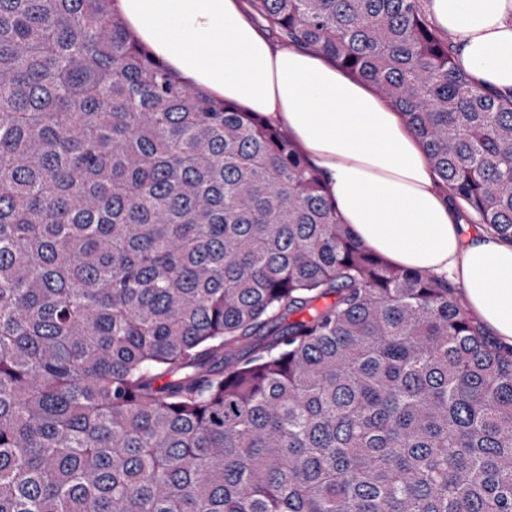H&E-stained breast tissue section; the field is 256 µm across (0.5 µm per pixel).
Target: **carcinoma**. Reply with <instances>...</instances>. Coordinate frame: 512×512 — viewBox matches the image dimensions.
I'll return each mask as SVG.
<instances>
[{
	"mask_svg": "<svg viewBox=\"0 0 512 512\" xmlns=\"http://www.w3.org/2000/svg\"><path fill=\"white\" fill-rule=\"evenodd\" d=\"M114 0H0V512H512V347ZM512 240V96L424 0H250Z\"/></svg>",
	"mask_w": 512,
	"mask_h": 512,
	"instance_id": "1",
	"label": "carcinoma"
}]
</instances>
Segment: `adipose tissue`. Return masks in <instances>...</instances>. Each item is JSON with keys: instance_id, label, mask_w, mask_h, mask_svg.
<instances>
[{"instance_id": "adipose-tissue-1", "label": "adipose tissue", "mask_w": 512, "mask_h": 512, "mask_svg": "<svg viewBox=\"0 0 512 512\" xmlns=\"http://www.w3.org/2000/svg\"><path fill=\"white\" fill-rule=\"evenodd\" d=\"M127 28L189 86L288 128L355 237L392 264L449 275L498 342L512 345V241L462 222L402 115L308 49H282L247 0H116ZM457 65L512 94V0H427Z\"/></svg>"}]
</instances>
